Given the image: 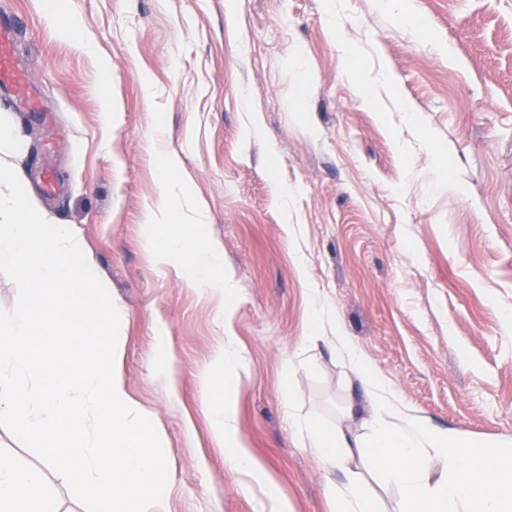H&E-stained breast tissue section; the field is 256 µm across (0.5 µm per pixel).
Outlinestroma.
I'll use <instances>...</instances> for the list:
<instances>
[{"mask_svg":"<svg viewBox=\"0 0 512 512\" xmlns=\"http://www.w3.org/2000/svg\"><path fill=\"white\" fill-rule=\"evenodd\" d=\"M8 8L42 107L0 87L23 146L0 161L72 225L126 311L117 364L167 442L170 488L149 512H272L273 490L292 512H331L327 483L354 475L394 512L399 488L366 459L325 470L294 427L370 434L339 330L401 408L490 450L512 440V0H65L72 34L43 0ZM163 149L187 222L224 247L226 321L143 246ZM315 292L336 321L312 342ZM227 336L247 361L236 425L264 485L226 463L202 405Z\"/></svg>","mask_w":512,"mask_h":512,"instance_id":"obj_1","label":"stroma"}]
</instances>
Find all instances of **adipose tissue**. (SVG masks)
Masks as SVG:
<instances>
[{
	"mask_svg": "<svg viewBox=\"0 0 512 512\" xmlns=\"http://www.w3.org/2000/svg\"><path fill=\"white\" fill-rule=\"evenodd\" d=\"M162 167L145 247L160 264L181 265L187 287L224 302L232 294L224 273V249L207 239L189 246L181 230V211L171 194L175 159L163 156ZM335 343L365 381L374 414L372 432L363 444L326 432L311 421L299 422L307 448L326 469H345L361 450L400 487L403 498L397 512H512V451L478 449L453 432L436 430L425 419L400 409L395 396L346 337L336 336ZM245 370V359L234 338L224 337L211 371L202 377V391L214 438L224 445L227 463L258 482L262 474L237 433L235 409L228 395L231 382ZM218 372L223 375L219 384L214 381Z\"/></svg>",
	"mask_w": 512,
	"mask_h": 512,
	"instance_id": "1",
	"label": "adipose tissue"
}]
</instances>
